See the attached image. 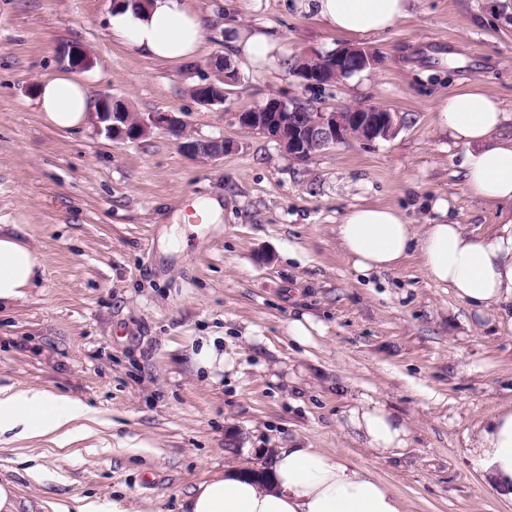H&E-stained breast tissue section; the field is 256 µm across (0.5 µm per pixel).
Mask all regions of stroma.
<instances>
[{"instance_id":"1","label":"stroma","mask_w":512,"mask_h":512,"mask_svg":"<svg viewBox=\"0 0 512 512\" xmlns=\"http://www.w3.org/2000/svg\"><path fill=\"white\" fill-rule=\"evenodd\" d=\"M184 4L207 19L203 51L159 62L113 39L112 0H0V229L44 264L37 288L0 310V389H44L90 409L62 442L0 435V479L16 485L19 512H76L79 499L182 512L198 483L231 466L265 469L294 445L368 468L406 512H512L465 452L473 429L512 404V318L468 307L415 253L361 277L336 240L344 214L364 203L421 225L442 199L449 222L475 234L499 223V204L469 195L465 149L439 129L435 103L476 85L512 113V0H415L408 17L362 39L378 65L314 89L282 57L345 38L304 0ZM229 22L268 29L277 60L240 66L223 104L204 106L190 89L226 54ZM66 43L90 55L79 77L93 98L174 113L190 137L234 149L202 162L157 128L121 140L46 126L34 89L62 71ZM272 97L322 111L384 107L399 126L298 163L235 121ZM213 196L221 222L199 234L180 225L187 249L162 253L174 213ZM304 315L323 329L301 345L288 324ZM212 336L228 366L207 371L195 356ZM364 396L406 421L401 456L377 458L346 429Z\"/></svg>"}]
</instances>
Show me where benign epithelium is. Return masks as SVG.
Here are the masks:
<instances>
[{
  "label": "benign epithelium",
  "mask_w": 512,
  "mask_h": 512,
  "mask_svg": "<svg viewBox=\"0 0 512 512\" xmlns=\"http://www.w3.org/2000/svg\"><path fill=\"white\" fill-rule=\"evenodd\" d=\"M59 58L68 67L82 71L91 64L88 53L78 45L67 44L60 48ZM375 53L356 46L345 45L324 56H316L308 67L294 71V76L306 88L319 87L329 81L330 75L359 73L374 65ZM207 68L216 80H204L195 86L194 99L201 105L224 104L223 85L234 84L239 79L238 69L228 56H214ZM292 105L274 98L261 105L235 113L238 125L250 131L266 134L282 146L295 161L303 162L313 154L351 138L375 141L392 136L397 129L396 114L383 108L323 111L313 124L300 125L293 116ZM97 115L106 135L114 139L138 140L151 128H163L177 137L178 148L191 159L212 161L224 156L232 148L230 142L221 140L184 139L183 121L171 112L151 113L136 121V128H129L127 106L110 95L98 100Z\"/></svg>",
  "instance_id": "7a95c632"
}]
</instances>
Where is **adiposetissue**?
<instances>
[{"instance_id":"adipose-tissue-1","label":"adipose tissue","mask_w":512,"mask_h":512,"mask_svg":"<svg viewBox=\"0 0 512 512\" xmlns=\"http://www.w3.org/2000/svg\"><path fill=\"white\" fill-rule=\"evenodd\" d=\"M329 29L365 38L389 29L410 13L411 0H308ZM114 39L160 60L198 56L204 19L181 0H149L140 11L115 6ZM227 42L234 54L262 67L272 59L273 38L264 30L233 27ZM43 122L57 130L90 125L95 106L88 87L73 74L42 79L37 89ZM442 131L466 146L462 169L469 193L489 202L512 204V136L499 132L507 120L497 99L475 85L436 103ZM340 249L362 277L398 268L419 253L429 278L452 288L478 311L512 306V211L494 234L477 236L462 225L432 223L415 230L395 207H352L336 226ZM43 268L40 252L19 236L0 233V302L25 298ZM87 414L77 401L44 390L0 392V433L20 428L26 440L58 433ZM346 425L377 457L398 456L408 428L383 402L365 397L351 407ZM468 455L486 484L512 500V406L494 412L466 441ZM186 512H404L401 500L370 470L340 453L320 448H280L264 478L238 472L216 475L196 485L185 499Z\"/></svg>"}]
</instances>
